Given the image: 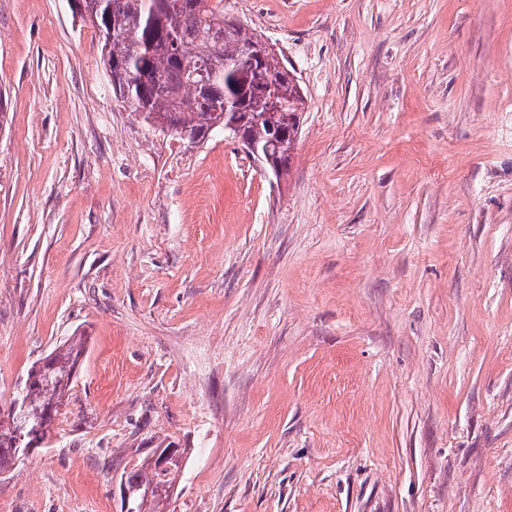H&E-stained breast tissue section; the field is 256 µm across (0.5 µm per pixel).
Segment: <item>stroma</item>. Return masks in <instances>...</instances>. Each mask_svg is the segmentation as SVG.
<instances>
[{
    "instance_id": "35a3bbf8",
    "label": "stroma",
    "mask_w": 512,
    "mask_h": 512,
    "mask_svg": "<svg viewBox=\"0 0 512 512\" xmlns=\"http://www.w3.org/2000/svg\"><path fill=\"white\" fill-rule=\"evenodd\" d=\"M306 97L288 174L117 100L0 0V405L86 340L0 512H512V0H222ZM157 448H153L149 454H147L135 467L131 468L130 473L127 476V483L129 486L142 485L144 488L153 487L154 491L150 494L151 489H147L145 494L140 495L139 493H133L130 497V508L134 512H166L167 507L165 505L169 503L170 490L173 485L177 482L179 474L182 469L180 462H170V468L168 470H159L156 463L152 459V455ZM124 496L126 501V512L133 511L128 510V492L124 487ZM150 494V495H149Z\"/></svg>"
}]
</instances>
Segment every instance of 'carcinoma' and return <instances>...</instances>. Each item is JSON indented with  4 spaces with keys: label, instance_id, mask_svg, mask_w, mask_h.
Segmentation results:
<instances>
[{
    "label": "carcinoma",
    "instance_id": "cac0c4a2",
    "mask_svg": "<svg viewBox=\"0 0 512 512\" xmlns=\"http://www.w3.org/2000/svg\"><path fill=\"white\" fill-rule=\"evenodd\" d=\"M88 21L104 40L101 59L112 91L142 121L169 130L191 143L224 129L231 113L244 135L260 149L270 148L280 169L288 173L306 100L295 75L282 66L254 29L224 20L211 0H98L89 4ZM249 54L247 78L224 64ZM194 67L216 70L213 76L191 77L178 59ZM85 351L82 338L56 346L31 367L21 393L0 408V475L23 455L17 431L7 427L12 411L23 413L27 429L43 440L69 398L76 365ZM182 464L158 469L147 454L127 476L128 485L152 487L134 493V512H167L170 490Z\"/></svg>",
    "mask_w": 512,
    "mask_h": 512
}]
</instances>
